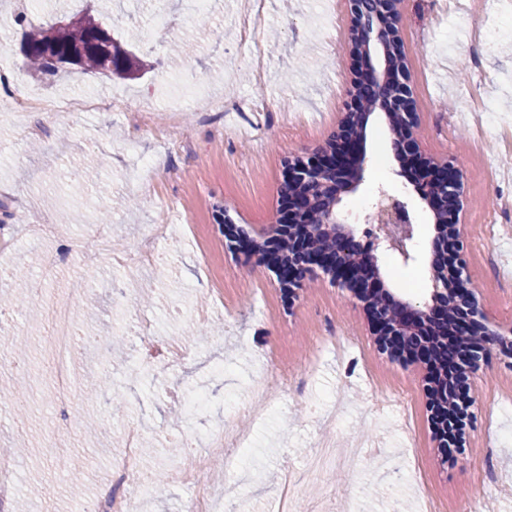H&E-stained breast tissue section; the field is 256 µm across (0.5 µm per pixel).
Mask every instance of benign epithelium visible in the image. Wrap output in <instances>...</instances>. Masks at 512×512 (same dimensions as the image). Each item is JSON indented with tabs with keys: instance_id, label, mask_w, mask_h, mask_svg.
<instances>
[{
	"instance_id": "benign-epithelium-1",
	"label": "benign epithelium",
	"mask_w": 512,
	"mask_h": 512,
	"mask_svg": "<svg viewBox=\"0 0 512 512\" xmlns=\"http://www.w3.org/2000/svg\"><path fill=\"white\" fill-rule=\"evenodd\" d=\"M382 13H368L363 0H349L351 24L363 36L362 52L354 54V73L345 90V119L325 147L311 156H298L288 164L286 182L305 189L300 196L288 195L283 201L277 223L268 225L256 238L241 233L234 225L226 226L228 236L238 240L242 249L269 259L283 234H288V264H270L282 287L292 291L303 285V278L317 270L329 276L339 287L349 291L368 312L373 335L378 343L398 358L417 361L430 369L429 408L437 423L440 447L448 448L455 439L448 437V427H460L469 407V376L479 369L486 353L493 347L512 355V328L501 331L479 307L478 299L464 276L465 262L460 255L464 183L462 176L447 158L426 157L418 149L415 130L417 114L412 110L407 70H384L381 84L397 89L380 99L384 116L395 114L402 120L400 133L392 138L393 148L403 159L404 171L410 173L419 198L433 213L437 236L432 245L430 267L434 288L430 299L417 306L403 301L386 287L377 264V253L391 251L403 261L412 258L410 242L414 227L406 203L386 197L377 205L375 219L379 232H363L357 237L353 227L341 221L337 206L342 196L357 189L363 180L366 158L365 138L347 131L346 117L365 130L375 113L361 112L357 82L377 75L371 46L383 44L392 27H400L402 15L398 0H385ZM46 53L61 68L75 66L79 55L60 52L56 47ZM327 202L319 224L308 223L314 197ZM335 242L331 250L318 248L315 240ZM381 296L396 308V315L386 314L371 301ZM479 336L481 340L460 350L457 339ZM417 337L412 351H404L401 341ZM443 347L454 355L457 374L444 375L435 360V350Z\"/></svg>"
}]
</instances>
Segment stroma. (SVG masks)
Returning <instances> with one entry per match:
<instances>
[{"instance_id": "1", "label": "stroma", "mask_w": 512, "mask_h": 512, "mask_svg": "<svg viewBox=\"0 0 512 512\" xmlns=\"http://www.w3.org/2000/svg\"><path fill=\"white\" fill-rule=\"evenodd\" d=\"M252 0H213L202 19L189 17L183 0H166L167 22L153 33L154 7L134 8L124 0H0V57L20 78L14 90L39 91L49 100L87 97L90 110L35 112L21 124L0 115V238L10 249L0 271L39 275L45 256L60 257L49 290H63L76 269L68 247L106 228L127 253L139 248L146 228L179 220L177 237L158 247L155 266L125 268L107 260L94 267L104 286L93 311L96 330L115 340L112 359L97 363L78 353L73 364L82 378L107 374L124 400L103 396L89 413L75 412L60 442L81 467L80 494L67 472L55 467L43 438L55 409L47 399L43 368L48 318L27 306L10 307L11 341L25 348L32 400L23 419L0 410V453L18 449L17 493L23 512H80L81 501L109 479L110 437H93L87 417L122 434L143 423L150 431L142 449L147 468L172 458L163 437L184 431L206 435L236 417L234 407L250 396L254 380L272 395L270 414L260 422L239 419L249 429L248 447L237 453L238 468L226 474L224 512H281V474L301 472L292 491L294 505L310 512L323 502L349 501L354 512H424L437 496L446 512H482L490 493L480 480L491 449L501 481L512 483V357L491 352L471 377L469 415L454 448L441 451L434 434L425 369L391 358L376 342L362 304L329 277L308 278L296 294L281 288L276 273L239 249L224 233L234 224L256 235L279 216L280 187L295 156L325 144L345 110L344 90L352 76L350 15L346 0H267L260 50L242 45L239 26ZM400 37L418 117L423 154L450 158L463 176L465 198L463 258L470 286L489 321L512 326V0H485L480 19L487 37L471 35L467 0H401ZM117 18L123 32L139 36L138 55L149 65L133 81H112L94 72L68 70L53 80L25 73L20 51L23 23L48 27L65 15L87 11ZM262 66L264 80L252 76ZM480 67L484 81L470 86ZM186 83L200 84L206 101L183 110L182 148L171 150L130 119L137 106L151 107L166 122L169 105ZM266 99L269 111L249 112L245 101ZM363 182L344 196L346 223L364 228L365 217L388 193L406 202L413 218V261L398 254L378 256L386 285L413 303L428 299L432 215L417 196L391 146L382 119L367 131ZM51 224L55 231L31 243L27 228ZM207 313L200 332L198 309ZM157 335L183 338L187 360L161 371L143 364L141 321ZM327 343L314 348L313 339ZM358 337L351 345L350 337ZM297 369L280 381L279 363ZM383 382V393L405 392L404 411H375L368 374ZM206 390L208 409L175 423L182 394ZM345 396L338 436L376 438L378 456L359 458L336 470L304 475L319 432L317 413Z\"/></svg>"}]
</instances>
